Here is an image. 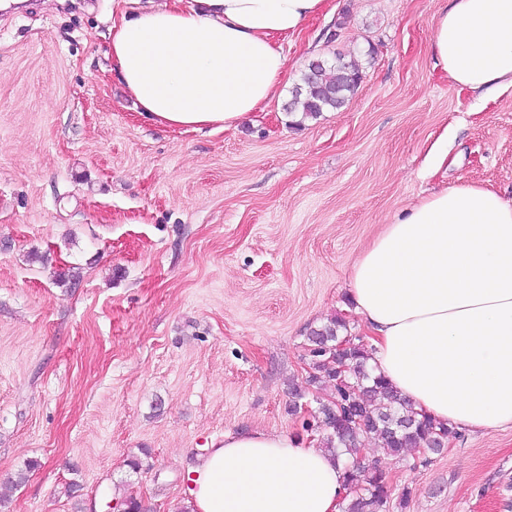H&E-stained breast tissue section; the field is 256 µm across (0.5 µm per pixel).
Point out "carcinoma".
<instances>
[{"label":"carcinoma","instance_id":"carcinoma-1","mask_svg":"<svg viewBox=\"0 0 512 512\" xmlns=\"http://www.w3.org/2000/svg\"><path fill=\"white\" fill-rule=\"evenodd\" d=\"M362 70L357 61L338 53L333 62H325L293 91L286 106L288 112H300L316 118L324 112L342 109L357 91ZM346 322L333 317L326 324L310 331L311 362L305 385L293 390L295 412L299 401L306 398L307 387L325 381L334 390L333 399L343 401L338 412L332 399L318 402V407L303 422V429H321L323 447L345 458L346 482L351 491L343 512H389L391 487L378 466L360 455L367 438L378 440L389 453L410 466H424L431 456L442 452L441 442L452 439L456 431L419 414L412 404L380 376L369 363L367 346L358 338L346 341L339 331ZM347 342L342 357L348 370L338 372L336 345Z\"/></svg>","mask_w":512,"mask_h":512}]
</instances>
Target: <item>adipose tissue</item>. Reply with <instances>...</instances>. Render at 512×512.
<instances>
[{"mask_svg": "<svg viewBox=\"0 0 512 512\" xmlns=\"http://www.w3.org/2000/svg\"><path fill=\"white\" fill-rule=\"evenodd\" d=\"M328 0H165L111 27L112 68L141 111L229 130L273 99L283 39ZM432 52L454 85L512 88V0H448ZM371 365L458 431L512 427V198L463 184L396 214L349 273ZM186 512H341L344 466L279 431L228 433L193 471Z\"/></svg>", "mask_w": 512, "mask_h": 512, "instance_id": "obj_1", "label": "adipose tissue"}]
</instances>
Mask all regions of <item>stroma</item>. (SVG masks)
I'll return each mask as SVG.
<instances>
[{
  "mask_svg": "<svg viewBox=\"0 0 512 512\" xmlns=\"http://www.w3.org/2000/svg\"><path fill=\"white\" fill-rule=\"evenodd\" d=\"M444 6L329 0L284 43L270 105L202 133L144 117L113 72L128 0H0V480L28 471L0 512H74V481L96 512L106 490L179 512L211 441L305 434L288 407L310 330L336 316L366 333L348 298L360 252L432 191L512 197V88L481 97L436 67ZM339 52L363 66L346 106L286 112L310 60ZM361 453L389 512H512V427L416 469L371 439Z\"/></svg>",
  "mask_w": 512,
  "mask_h": 512,
  "instance_id": "1",
  "label": "stroma"
}]
</instances>
